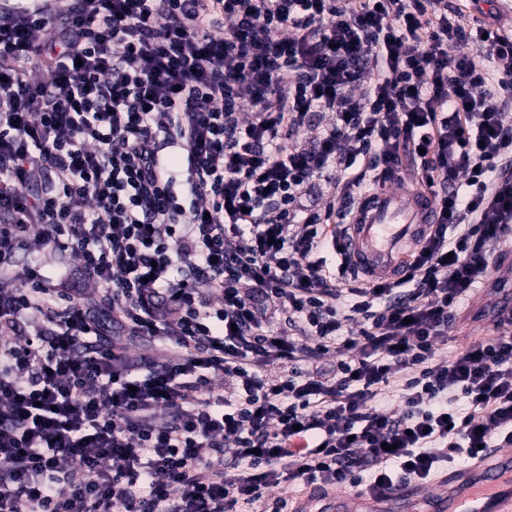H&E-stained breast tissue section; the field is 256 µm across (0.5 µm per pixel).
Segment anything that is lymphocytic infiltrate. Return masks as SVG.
Segmentation results:
<instances>
[{"label": "lymphocytic infiltrate", "mask_w": 512, "mask_h": 512, "mask_svg": "<svg viewBox=\"0 0 512 512\" xmlns=\"http://www.w3.org/2000/svg\"><path fill=\"white\" fill-rule=\"evenodd\" d=\"M509 101L512 35L448 0H0V512H235L512 445V333L438 357L512 240ZM409 169L437 222L366 279L345 225ZM346 488H334L327 490L318 488L316 486H304V485H294V486H287L282 485L277 488H273L272 491L269 493L268 497H266V509L267 512H275L278 511L276 508V501L277 500H285L287 502V505L282 510H288V511H282V512H292L291 510L294 509L297 502L301 499L305 498L306 496H318L320 494H323V492L327 493L328 491H334L336 493L348 491L345 490Z\"/></svg>", "instance_id": "lymphocytic-infiltrate-1"}]
</instances>
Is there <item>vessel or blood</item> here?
I'll return each instance as SVG.
<instances>
[{
  "mask_svg": "<svg viewBox=\"0 0 512 512\" xmlns=\"http://www.w3.org/2000/svg\"><path fill=\"white\" fill-rule=\"evenodd\" d=\"M436 216L431 194L395 187L366 194L345 242L367 277H400ZM453 491L420 498L412 484L378 497L362 489L322 499L316 512H512V456L493 451L478 466L448 475Z\"/></svg>",
  "mask_w": 512,
  "mask_h": 512,
  "instance_id": "1",
  "label": "vessel or blood"
}]
</instances>
